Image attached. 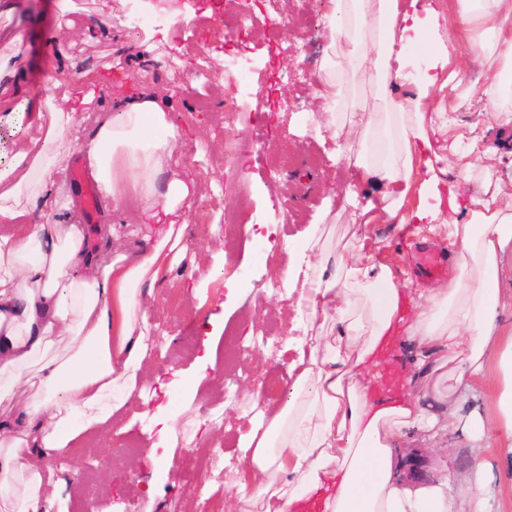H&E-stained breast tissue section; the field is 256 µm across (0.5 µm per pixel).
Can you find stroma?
Here are the masks:
<instances>
[{
    "mask_svg": "<svg viewBox=\"0 0 512 512\" xmlns=\"http://www.w3.org/2000/svg\"><path fill=\"white\" fill-rule=\"evenodd\" d=\"M78 27L87 18L109 15L132 16L131 26L114 28L97 41L75 35L59 26V0H16L11 17L0 15V27L18 31L28 67L20 84L29 99V111H0V169L12 162L16 143L34 135L37 109L46 95L62 97L63 88L48 90L44 76L55 63L68 74H79L99 83L103 109L114 104V84L102 82L105 67H112L116 82L132 91L158 94L173 104V118L186 137L176 148L173 163L180 175L194 181L197 192L191 202L187 234L188 260L209 267L216 250L224 252L225 276H236L238 288L227 293L223 278L192 288L183 269H175L169 283L156 291L147 314L164 330L157 339L152 363L142 371L141 382L149 389L151 403L127 409L122 434L105 431L86 438L78 457L67 460L69 485L63 493V512H178L180 502L200 477H208L219 497H234L238 439L249 427L244 413L246 397L266 377L281 374V351L274 345L255 347L256 327L274 329L284 338L302 336L292 326L294 311L273 289V271L290 264L285 240L302 243L324 197L346 184L351 173L343 156L357 145L363 127V111L380 106L373 88L348 82L345 98H356L359 111L340 107L343 122L340 137L331 130H318L322 116L313 105L322 44L316 38L328 0H314L313 11L300 13L282 5L286 22L270 28L256 16L243 56L250 67L246 84L237 85L224 70L226 46L222 40L225 18L239 14L245 0H223V12L206 15L199 0H177L190 21H163L168 43L162 46L163 65L141 57L151 16L145 0H77ZM295 46L294 56L280 59L288 76L278 89L279 104L267 110L266 80L270 57L276 47ZM481 101L471 108L446 113L448 139L459 138L473 152L492 147L503 161L499 166L503 203L512 205V125L501 126L481 110ZM256 137V150L248 162L254 181H244L238 172L224 167L242 137ZM248 197L251 206L240 210L239 200ZM237 213L236 223L224 221ZM367 231L400 261V280L427 287L414 267L418 250L430 248L447 254L448 240L420 225L403 231L393 224H371ZM230 388L222 401L212 402L213 392ZM192 411L180 413L183 400ZM221 421L219 436L202 434L197 451L209 445L223 449V465L205 470L197 451L186 447V430L197 420ZM136 443V450L121 465H113V449ZM420 475L437 479L451 474L456 484H465L472 472V454L464 431L441 435Z\"/></svg>",
    "mask_w": 512,
    "mask_h": 512,
    "instance_id": "1",
    "label": "stroma"
}]
</instances>
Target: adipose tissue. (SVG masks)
<instances>
[{
    "label": "adipose tissue",
    "instance_id": "ef3b65f1",
    "mask_svg": "<svg viewBox=\"0 0 512 512\" xmlns=\"http://www.w3.org/2000/svg\"><path fill=\"white\" fill-rule=\"evenodd\" d=\"M318 37L325 48L316 92L327 127L336 125L344 79L374 84L383 104L369 113L358 146L344 158L355 180L341 193L358 224H430L447 230L458 270L442 288H403L368 235L341 252L319 246L324 206L304 238L303 273L281 271L297 289L300 339L286 350L292 389L282 406L259 403L238 447V512H449L451 494L486 512L492 465L512 460V326L498 286L512 246V206L498 202L493 150L466 159L442 144L435 120L456 103L460 74L487 60L482 94L491 111L512 93V0H329ZM428 42L424 69L414 49ZM409 82L411 95L392 86ZM93 83H78L64 106L49 102L35 136L0 169V512H57L45 486L62 487L56 462L78 438L111 422L130 402H148L137 384L153 358L143 301L169 282L186 255L194 183L173 170L184 133L169 99L124 92L83 134L99 107ZM78 143L90 175L113 209L133 205L150 225L139 252L89 254L84 225L61 224L73 199L65 189ZM456 156V183L448 158ZM479 179L480 186L464 191ZM418 340L428 364L417 392L377 396L378 367L395 336ZM475 400L468 419L462 402ZM465 428L478 460L470 483L414 484L403 473L399 440L417 431Z\"/></svg>",
    "mask_w": 512,
    "mask_h": 512
}]
</instances>
